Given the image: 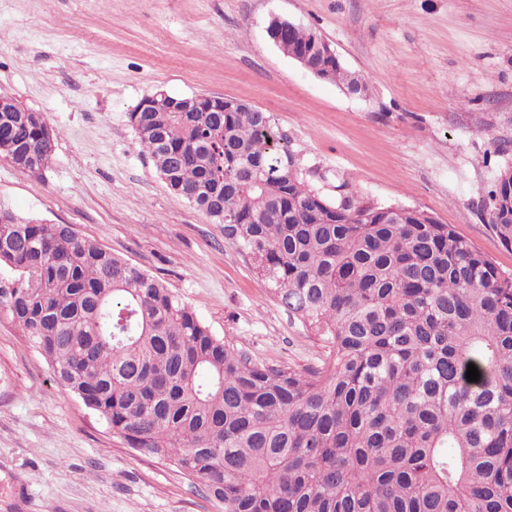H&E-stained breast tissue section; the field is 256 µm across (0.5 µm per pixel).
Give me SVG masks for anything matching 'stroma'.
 I'll return each instance as SVG.
<instances>
[{"instance_id": "stroma-1", "label": "stroma", "mask_w": 512, "mask_h": 512, "mask_svg": "<svg viewBox=\"0 0 512 512\" xmlns=\"http://www.w3.org/2000/svg\"><path fill=\"white\" fill-rule=\"evenodd\" d=\"M274 18L328 40L368 97L284 55L266 33ZM159 89L249 102L324 194L425 210L512 274L486 216L512 163V0H0V92L45 113L55 138L42 172L0 157V207L74 225L254 360L311 367L318 338L136 139L129 114ZM0 512L219 510L113 437L0 310Z\"/></svg>"}]
</instances>
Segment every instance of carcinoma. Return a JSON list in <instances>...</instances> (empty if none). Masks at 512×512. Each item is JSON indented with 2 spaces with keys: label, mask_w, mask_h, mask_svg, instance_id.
<instances>
[{
  "label": "carcinoma",
  "mask_w": 512,
  "mask_h": 512,
  "mask_svg": "<svg viewBox=\"0 0 512 512\" xmlns=\"http://www.w3.org/2000/svg\"><path fill=\"white\" fill-rule=\"evenodd\" d=\"M313 33L294 27L291 50ZM324 67L367 96L339 60ZM129 122L323 353L302 370L257 362L73 225L0 208V267L19 272L0 307L59 382L223 512H512V275L416 208L324 195L254 107ZM53 153L43 113L0 112L1 157L33 171ZM489 201L512 248V166Z\"/></svg>",
  "instance_id": "cac0c4a2"
}]
</instances>
